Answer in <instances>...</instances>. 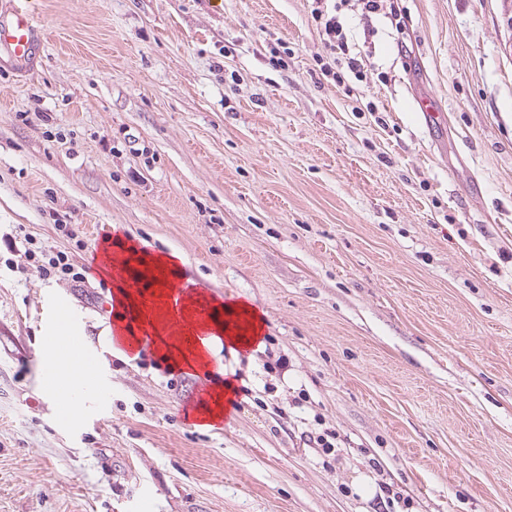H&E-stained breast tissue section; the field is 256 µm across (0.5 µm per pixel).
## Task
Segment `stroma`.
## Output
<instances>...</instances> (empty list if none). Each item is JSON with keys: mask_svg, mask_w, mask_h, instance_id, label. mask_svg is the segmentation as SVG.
I'll return each mask as SVG.
<instances>
[{"mask_svg": "<svg viewBox=\"0 0 512 512\" xmlns=\"http://www.w3.org/2000/svg\"><path fill=\"white\" fill-rule=\"evenodd\" d=\"M392 2L405 31L354 24L368 68L341 85L312 0H34L33 71L0 52V512H382L386 486L512 512V0ZM112 239L251 305L263 345L211 377L99 363L71 422L48 312L79 309L98 360ZM60 252L83 282L44 274ZM224 379L235 406L198 424Z\"/></svg>", "mask_w": 512, "mask_h": 512, "instance_id": "obj_1", "label": "stroma"}]
</instances>
